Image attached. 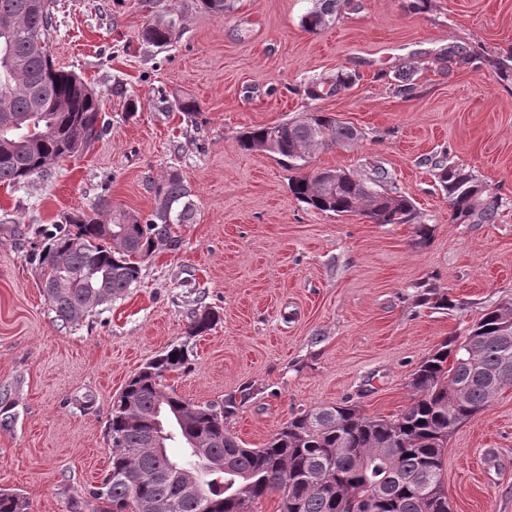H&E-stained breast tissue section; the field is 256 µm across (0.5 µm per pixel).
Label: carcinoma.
Masks as SVG:
<instances>
[{"label": "carcinoma", "mask_w": 512, "mask_h": 512, "mask_svg": "<svg viewBox=\"0 0 512 512\" xmlns=\"http://www.w3.org/2000/svg\"><path fill=\"white\" fill-rule=\"evenodd\" d=\"M216 17L231 0H195ZM354 0H314L302 26L317 32L335 20ZM176 6L147 25L144 40L156 47L172 43L179 32ZM50 0H0V184L18 186L46 173L49 166L76 158L106 132L99 95L83 78L54 65L50 41L56 31ZM499 78L512 77V54L489 58ZM354 83L338 72L306 87L312 99L332 97ZM359 131L323 112L246 132L239 146L246 152L278 155L304 168L312 148L350 144ZM431 168L448 196L450 220L456 224H493L502 198L470 172L434 158ZM296 199L320 212H361L376 224H409L414 204L394 185L389 172L376 167L364 178L348 175L326 188L310 171L295 177ZM155 204L143 218L124 213L105 223L88 214L67 222L76 231L53 240L42 254L43 285L61 321L78 323L95 308L125 295L141 265L160 245L177 246L174 224H190L195 206L191 190L170 173L153 187ZM503 308L490 310L467 336L445 340L414 371L415 398L399 415L372 417L341 403L292 414L261 448H246L226 428L235 414L185 400L163 384L167 372L188 362V349L177 345L162 352L124 384L112 402L106 437L109 467L91 496L92 512H251V505L281 493L280 512H448V501H428L420 489L442 483L448 422L465 423L489 406L498 392L512 386V335L503 336ZM215 316L207 309L193 315L190 333L211 329ZM171 424L185 449L176 461L167 448L154 445L160 423ZM220 460L212 473L207 462ZM381 494L363 497V487ZM0 512H29L27 499L0 491Z\"/></svg>", "instance_id": "cac0c4a2"}]
</instances>
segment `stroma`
I'll list each match as a JSON object with an SVG mask.
<instances>
[{
  "instance_id": "35a3bbf8",
  "label": "stroma",
  "mask_w": 512,
  "mask_h": 512,
  "mask_svg": "<svg viewBox=\"0 0 512 512\" xmlns=\"http://www.w3.org/2000/svg\"><path fill=\"white\" fill-rule=\"evenodd\" d=\"M53 2V60L98 92L109 129L49 175L0 185V488L29 512H92L112 401L171 346L189 359L166 385L198 405L233 401L229 431L259 448L300 409L348 399L399 414L425 357L512 304V79L486 64L512 51V0H430L422 13L355 0L315 33L301 24L310 0H233L221 18L182 0L179 36L162 49L141 37L157 0ZM453 46L477 61L449 68ZM409 65L404 95L395 75ZM339 70L354 75L349 89L307 98L311 80ZM314 111L361 136L311 150L307 169H387L413 223L314 210L276 155L241 150L245 131ZM440 152L502 198L495 223L451 222L423 164ZM172 172L195 204L193 222L174 227L178 248L152 254L122 299L62 323L42 288L48 234L104 198L146 216L152 182ZM425 282L442 305L423 300ZM198 305L216 320L194 336ZM442 477L451 512H512V387L449 437Z\"/></svg>"
}]
</instances>
